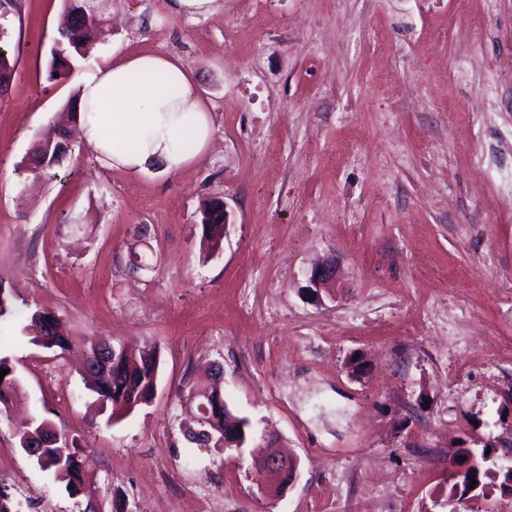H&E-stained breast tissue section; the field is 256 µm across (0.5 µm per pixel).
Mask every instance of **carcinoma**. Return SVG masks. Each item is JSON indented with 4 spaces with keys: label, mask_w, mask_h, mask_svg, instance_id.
I'll return each mask as SVG.
<instances>
[{
    "label": "carcinoma",
    "mask_w": 512,
    "mask_h": 512,
    "mask_svg": "<svg viewBox=\"0 0 512 512\" xmlns=\"http://www.w3.org/2000/svg\"><path fill=\"white\" fill-rule=\"evenodd\" d=\"M65 10L57 28L58 37L51 52L48 64L49 78L55 81L65 79L72 72V60L76 56L87 57L96 44L97 31L107 22L103 3L99 0H65ZM9 32L0 25V70L15 71L16 62L7 49ZM71 151L69 139L63 129L52 131L34 145L23 166L35 177L48 176L51 170ZM224 215L216 208L204 209L201 220L202 236L216 248L224 239ZM30 321L39 328L45 337L43 347L66 353L74 346V340L62 330L59 317L47 309H37L30 314ZM111 362L106 370L89 371L92 379L91 390L98 400L112 406L113 411H131L148 403L154 396L159 367L158 349L143 352L139 359H131L125 350L110 352ZM8 374L0 380V411L7 409L17 388L14 367L6 357L0 358V371ZM186 403L192 407L195 427L187 428L184 438L188 442L210 444L224 450L222 440L247 445L252 437L250 421L236 415L224 401L223 394L215 388L205 390L187 389ZM57 426L46 416L33 419V422L17 433L18 441H34L45 432ZM36 464L44 471H50L64 484L71 496L86 499L93 495L95 486L93 471L95 458L92 452L76 441L62 437L55 447H45L36 457ZM476 481L478 492L487 497L493 490L491 473L477 470L461 478H451L449 495L462 499L467 483Z\"/></svg>",
    "instance_id": "obj_1"
}]
</instances>
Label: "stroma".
Returning a JSON list of instances; mask_svg holds the SVG:
<instances>
[{"instance_id": "obj_1", "label": "stroma", "mask_w": 512, "mask_h": 512, "mask_svg": "<svg viewBox=\"0 0 512 512\" xmlns=\"http://www.w3.org/2000/svg\"><path fill=\"white\" fill-rule=\"evenodd\" d=\"M111 0L88 55L171 54L209 105L208 152L176 173L102 166L82 129L56 178L21 163L77 87L48 62L64 0L10 18L14 79L0 95V294L44 308L76 342L157 347L153 399L116 414L78 355L0 321L19 390L0 416V479L22 512H83L18 449L38 414L96 457L103 512H164L206 483L235 512H459L448 466L490 448L498 484L478 512H512V0ZM484 93L483 111L468 108ZM227 213L218 248L204 208ZM144 269L132 272L133 254ZM335 257L334 287L313 292ZM223 378H215V366ZM219 383L299 473L258 495L260 456L188 443L187 387ZM338 269L334 260H325L315 266L310 272L308 288H315L313 291H318L321 288H327L332 282L336 280Z\"/></svg>"}]
</instances>
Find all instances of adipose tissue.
<instances>
[{"instance_id": "ef3b65f1", "label": "adipose tissue", "mask_w": 512, "mask_h": 512, "mask_svg": "<svg viewBox=\"0 0 512 512\" xmlns=\"http://www.w3.org/2000/svg\"><path fill=\"white\" fill-rule=\"evenodd\" d=\"M78 121L108 167L178 172L209 149L212 123L190 71L177 59L138 54L85 69Z\"/></svg>"}]
</instances>
